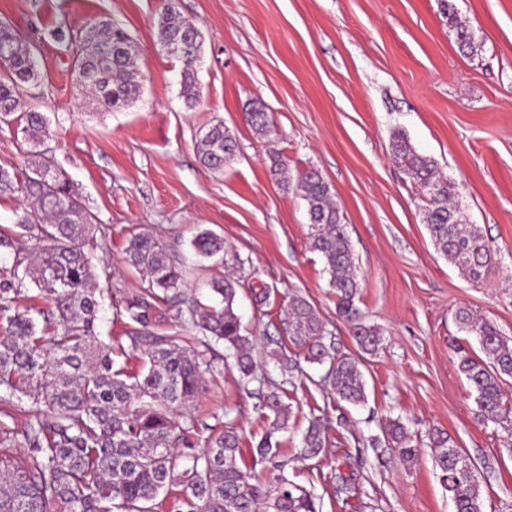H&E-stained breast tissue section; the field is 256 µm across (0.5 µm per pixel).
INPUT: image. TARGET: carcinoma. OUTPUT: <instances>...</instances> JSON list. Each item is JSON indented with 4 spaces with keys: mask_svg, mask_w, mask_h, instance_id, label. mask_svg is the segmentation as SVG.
Masks as SVG:
<instances>
[{
    "mask_svg": "<svg viewBox=\"0 0 512 512\" xmlns=\"http://www.w3.org/2000/svg\"><path fill=\"white\" fill-rule=\"evenodd\" d=\"M441 13L455 30L460 50L474 51L472 30L458 21L451 0H439ZM196 25L173 6L158 23L162 45L190 33ZM93 37H78L80 50L75 68L81 85L101 107L123 105L140 94L141 82L133 39L112 20L87 24ZM10 51L0 60V122L16 125L28 145L22 169L0 167V195L18 193L28 207L18 216L15 229L0 231V250L14 253V279L0 282V412L27 401L29 423L22 433L0 425V512H154L162 506L160 493L181 489L177 512H319L313 494L283 477L262 481L240 467V438L233 426L206 440L195 451L196 420L183 423L173 412L194 403L205 389V351L210 341L224 342L234 359L239 382L246 387L270 385L263 406L273 414L269 429L255 445V454L282 469L288 449L276 434L288 429L289 406L279 384L258 373L249 337L242 334L235 312L238 281L227 274L212 282L221 308L185 297L184 273L167 243L142 228L127 241L130 265L146 275L136 310L129 311L134 326L126 331L128 344L106 343L95 331L100 291L97 275L84 246L97 229L96 217L74 193L69 179L58 170L41 147L50 138L47 117L22 106L23 86L32 80L37 64L32 48L6 22H0V45ZM202 40L192 38L173 54L183 64L181 94L187 108L201 103L196 77ZM248 124L258 133L270 127L268 112L260 102L246 111ZM201 163L221 171L234 159L238 143L224 122L208 126L197 143ZM392 156L427 197L423 222L438 252L471 281L486 278L496 266L493 249L469 219L455 197L456 184L441 175L434 161L419 154L404 133L392 139ZM270 172L286 186L288 164L276 149L268 150ZM297 188L308 206L310 248L321 254L329 285L336 297V315L346 322L360 352L374 354L381 343L380 330L363 321L357 302L360 282L356 258L329 184L311 168L298 177ZM195 253L213 258L225 252L224 240L200 229L192 240ZM31 279L37 295H28L15 282ZM42 298L50 304L31 315L23 301ZM163 299L178 303L188 315L196 336L155 335L147 332L149 312ZM458 328L477 336L480 354L462 344L454 348L458 371L475 393L482 415L512 437V407L503 387L512 383V339L468 307L454 314ZM286 335L266 336L273 356H286L288 346L304 351L310 363L327 366L323 382L336 402L357 407L367 402V382L361 360L338 353L326 342L329 332L315 307L304 297H289ZM141 348L144 359L137 373L128 370L132 349ZM385 444L405 461L415 458L412 436L395 420L383 427ZM28 453L20 456L16 447ZM326 446L324 425L309 422L302 446L294 458L312 459ZM432 457L439 479L448 491L455 512H484L481 484L469 456L448 437L433 439Z\"/></svg>",
    "mask_w": 512,
    "mask_h": 512,
    "instance_id": "obj_1",
    "label": "carcinoma"
}]
</instances>
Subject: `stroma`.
<instances>
[{
	"label": "stroma",
	"mask_w": 512,
	"mask_h": 512,
	"mask_svg": "<svg viewBox=\"0 0 512 512\" xmlns=\"http://www.w3.org/2000/svg\"><path fill=\"white\" fill-rule=\"evenodd\" d=\"M171 1L205 33L202 103L193 110L180 96L181 65L158 38ZM453 2L475 33L468 56L439 0H0V20L38 56L39 77L22 98L49 117L45 148L104 228L86 247L103 291L98 335L123 337L127 308L143 293L126 261L132 228L161 234L186 270L185 295L206 304L224 265L196 257L191 240L200 227L222 236L243 262L236 311L258 368L284 384L290 415L281 441L299 447L317 419L329 445L280 470L258 458L254 445L270 419L258 395L240 388L220 342L206 355L207 389L191 409L198 438L233 424L241 467L305 486L320 512H454L431 456L439 432L477 464L484 512H512V452L503 430L483 420L452 350L464 338L454 320L464 305L512 337V0ZM100 17L132 36L143 79L139 99L110 111L79 83L77 44L52 35ZM255 101L271 116L269 136L244 119ZM216 120L239 144L220 173L197 151L200 130ZM397 132L456 182L470 223L496 252L486 279H465L434 248L423 223L427 198L391 160ZM272 148L290 175L318 169L344 215L359 260L358 307L382 334L378 351L362 358L365 407L340 406L321 381L323 368L305 362L288 370L264 345L298 294L321 313L339 350L357 351L336 316L324 260L310 248L306 203L269 172ZM263 287L271 296L260 307L253 297ZM388 418L412 434L413 462L372 447ZM337 473L353 486L349 499L334 492Z\"/></svg>",
	"instance_id": "stroma-1"
}]
</instances>
